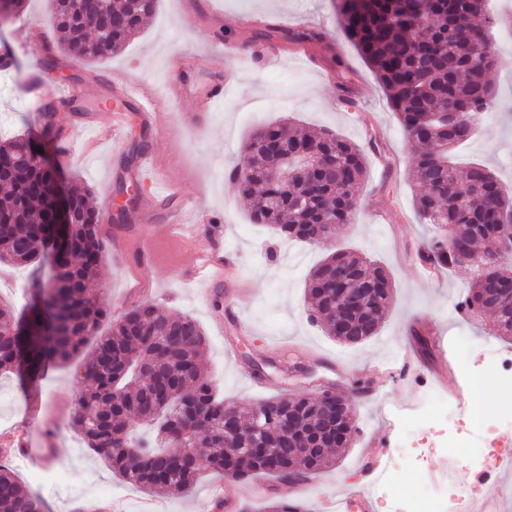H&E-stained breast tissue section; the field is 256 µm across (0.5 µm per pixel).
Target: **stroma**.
Returning a JSON list of instances; mask_svg holds the SVG:
<instances>
[{
    "instance_id": "1",
    "label": "stroma",
    "mask_w": 512,
    "mask_h": 512,
    "mask_svg": "<svg viewBox=\"0 0 512 512\" xmlns=\"http://www.w3.org/2000/svg\"><path fill=\"white\" fill-rule=\"evenodd\" d=\"M490 6L498 16L493 44L503 58L490 75L495 105L481 116L472 138L457 149L455 157L463 164L482 162L508 185L512 183V0H490ZM253 14L269 24L279 23L287 14L294 16L295 28L321 32L327 46L309 47V59L303 62L296 56V44L282 41L276 66L259 71L240 67L229 99L214 108L202 131L185 125L196 109L189 97L173 110L169 133L159 134L131 121L117 151L112 148L108 113L90 103H56L55 122L74 136V154L62 164L65 182L94 192L90 204L100 213L106 248L93 286L104 294L113 317L152 301L168 312L196 318L207 340L202 373L241 411L271 397L313 393L318 383L355 400L358 432L335 466L326 468L304 489L273 482L266 475L256 478L259 484L273 486V496L296 501L306 512H319L324 501L363 485L369 441L391 425V408L414 407L428 389L411 378L390 380L377 395L367 397L355 391L356 381L368 380L374 368L391 365L402 348L416 347L420 333L432 343L431 353L417 355L428 367L444 360L450 369H457L464 356L458 344L462 338L471 344L465 356L478 367L484 362L483 347L512 354V342L497 336L492 314L462 318L455 311L477 278L475 269H443L433 280L414 264L433 228L415 214L414 198L420 187L409 174L406 134L374 72L340 29L332 0H159L155 14L120 53L95 62L64 55L55 69L45 65L43 41L28 40L34 26L46 39L53 38L50 0H25L22 12L0 35V46L17 50L14 67L0 70V140L40 133L26 116L31 75H39L48 88L61 82L78 85L93 77L106 93L119 78L147 82L160 96L171 81L188 76L200 89L210 75L195 71L198 57L219 56L227 42L236 44L243 55H251L255 48L249 39L251 30L238 19ZM272 122L329 129L366 150L368 175L358 191L359 210L353 223L337 226L335 239L337 245L366 255L383 268L393 285V300L378 334L361 344L340 343L307 318L306 284L324 251L296 244L303 261L293 264L275 234L251 222L225 177L228 168L244 165L249 136L261 124ZM144 140L149 143L145 151L139 148ZM148 153L163 159L166 181L181 185L190 199L209 209V230L223 249L238 253L246 283L239 320L225 318L221 305L232 284L217 289L215 304L203 303V282L192 271L190 247L166 234L163 218L146 224L135 209L122 221L106 212V195L129 181ZM376 210L385 213V222H373ZM282 355L289 365L310 369V376H286L269 369L267 385L253 386L247 371ZM73 372L70 366L46 367L36 382L42 398L39 420L33 425L27 422V387L15 377L0 376V414L24 425L30 436L29 459L15 474L26 491L45 501L48 512H80L90 503L79 492L41 483L38 475L49 464L61 472H76L98 490H112L125 512H139L148 492L125 483L100 457L74 446ZM430 457L431 471L461 491L472 486L481 469L480 462L435 449Z\"/></svg>"
}]
</instances>
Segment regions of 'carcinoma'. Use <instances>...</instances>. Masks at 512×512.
<instances>
[{
	"instance_id": "cac0c4a2",
	"label": "carcinoma",
	"mask_w": 512,
	"mask_h": 512,
	"mask_svg": "<svg viewBox=\"0 0 512 512\" xmlns=\"http://www.w3.org/2000/svg\"><path fill=\"white\" fill-rule=\"evenodd\" d=\"M52 2L56 49L90 61L119 52L157 8V0ZM335 8L346 38L373 68L408 134L411 170L425 188L415 210L422 223L436 229L423 259L443 268L461 265L443 241L444 226H453L469 255L481 257L486 273L495 277H478L462 302L470 313L491 312L499 335L511 338L512 298L499 289L512 286V253L495 244L499 224L512 216V192L483 164L459 167L449 161V150L467 140L473 127L443 119L450 112L478 117L494 106L487 74L500 62L483 48L489 22H497L487 0H336ZM284 36L322 41L317 31L285 32L275 24L254 39ZM53 118V106H45L40 140L24 135L0 143V264H33L37 272L49 267L25 309L0 307V373L33 379L50 363L73 361L96 338L75 372L72 427L112 472L147 492L191 491L200 469L198 448L208 449L213 471L235 482L268 475L306 484L332 466V449L349 447L353 432L323 440L332 409L307 395L261 403L267 426L260 441L273 458L253 451L248 437L225 436L224 397L201 374L206 338L192 316L143 303L99 335L108 304L88 283L104 243L87 193L67 194L70 223L60 239L49 232L62 182L35 154L36 145L57 137ZM276 140L321 157L316 168L296 165L286 191L271 177L280 165V156L269 149ZM245 150L246 165L230 169L228 178L252 223L269 226L282 240L316 245L329 226L353 222L357 191L367 176L363 147L333 131L290 130L283 122L257 130ZM340 277L353 288L381 290L368 311L345 317L348 343L358 344L377 335L392 303V284L368 258L342 248L329 251L306 286L308 318L322 323L327 334L336 325L334 286ZM131 416L150 426L149 435H134ZM227 440L240 448L234 459L224 455ZM46 509L14 473L0 467V512Z\"/></svg>"
}]
</instances>
